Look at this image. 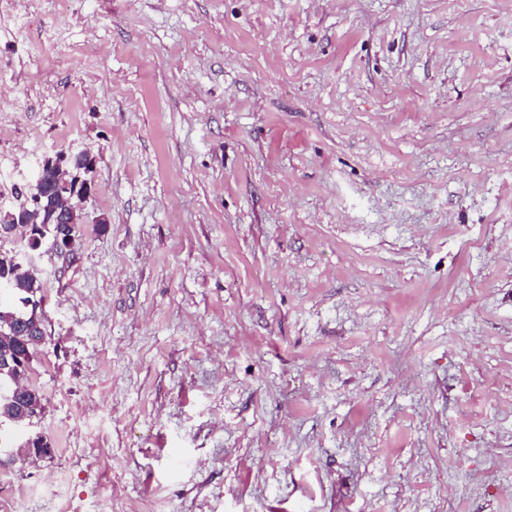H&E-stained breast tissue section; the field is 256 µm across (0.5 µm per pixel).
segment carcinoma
Here are the masks:
<instances>
[{
  "instance_id": "obj_1",
  "label": "carcinoma",
  "mask_w": 512,
  "mask_h": 512,
  "mask_svg": "<svg viewBox=\"0 0 512 512\" xmlns=\"http://www.w3.org/2000/svg\"><path fill=\"white\" fill-rule=\"evenodd\" d=\"M39 222L44 227L45 239L51 242L73 231L72 225L59 223V211L50 193L42 198ZM15 256V251L0 250V272L11 277L10 288L0 287V427L8 425L13 429L17 420L30 424L33 417L43 414V398L37 389L29 386L14 398L11 393L17 379L29 372L31 360L45 335L44 318L33 321L29 308L8 303L10 299L21 303L30 299L42 301L35 271L17 266Z\"/></svg>"
}]
</instances>
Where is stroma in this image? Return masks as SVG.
<instances>
[{
	"mask_svg": "<svg viewBox=\"0 0 512 512\" xmlns=\"http://www.w3.org/2000/svg\"><path fill=\"white\" fill-rule=\"evenodd\" d=\"M16 12L0 209L98 191L0 512H512V0Z\"/></svg>",
	"mask_w": 512,
	"mask_h": 512,
	"instance_id": "35a3bbf8",
	"label": "stroma"
}]
</instances>
